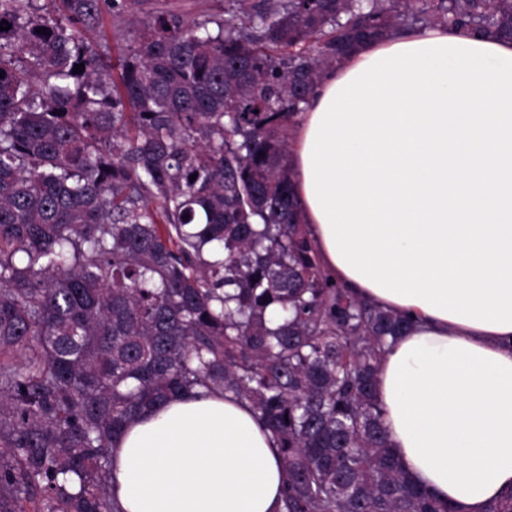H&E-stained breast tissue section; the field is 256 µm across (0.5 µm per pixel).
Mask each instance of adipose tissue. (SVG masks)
Wrapping results in <instances>:
<instances>
[{
  "label": "adipose tissue",
  "instance_id": "1",
  "mask_svg": "<svg viewBox=\"0 0 512 512\" xmlns=\"http://www.w3.org/2000/svg\"><path fill=\"white\" fill-rule=\"evenodd\" d=\"M455 36L438 25L360 46L315 88L294 128L288 163L308 237L333 281L413 323L386 350L377 383L383 423L404 470L454 512H486L512 490V329L490 330L377 294L335 261L307 196L303 158L329 90L377 52ZM285 469L248 401L202 393L143 413L113 444L119 512H279Z\"/></svg>",
  "mask_w": 512,
  "mask_h": 512
}]
</instances>
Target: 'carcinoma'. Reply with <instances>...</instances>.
I'll list each match as a JSON object with an SVG mask.
<instances>
[{
  "label": "carcinoma",
  "mask_w": 512,
  "mask_h": 512,
  "mask_svg": "<svg viewBox=\"0 0 512 512\" xmlns=\"http://www.w3.org/2000/svg\"><path fill=\"white\" fill-rule=\"evenodd\" d=\"M45 2L0 0V512H114L113 443L196 388L251 403L282 512H451L376 395L411 323L321 268L288 130L355 45L512 39V0H226L133 19L115 59L88 34L126 0Z\"/></svg>",
  "instance_id": "carcinoma-1"
}]
</instances>
